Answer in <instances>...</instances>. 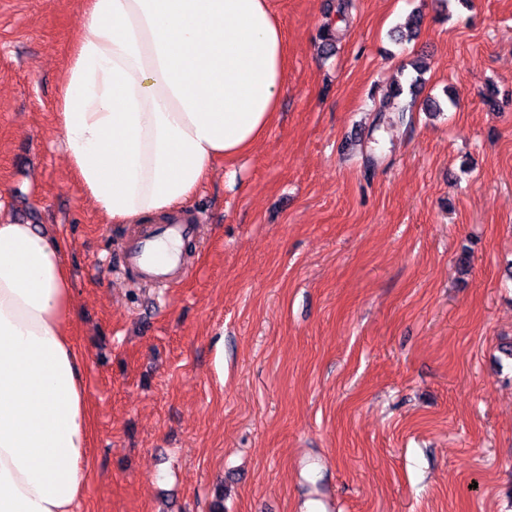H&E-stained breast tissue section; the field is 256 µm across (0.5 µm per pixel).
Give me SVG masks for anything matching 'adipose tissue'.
<instances>
[{
	"label": "adipose tissue",
	"instance_id": "1",
	"mask_svg": "<svg viewBox=\"0 0 512 512\" xmlns=\"http://www.w3.org/2000/svg\"><path fill=\"white\" fill-rule=\"evenodd\" d=\"M270 0H86L58 123L72 168L116 224L173 212L264 137L286 84ZM63 250L0 221V512H75L88 388Z\"/></svg>",
	"mask_w": 512,
	"mask_h": 512
}]
</instances>
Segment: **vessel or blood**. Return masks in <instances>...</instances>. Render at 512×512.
Here are the masks:
<instances>
[{
    "label": "vessel or blood",
    "mask_w": 512,
    "mask_h": 512,
    "mask_svg": "<svg viewBox=\"0 0 512 512\" xmlns=\"http://www.w3.org/2000/svg\"><path fill=\"white\" fill-rule=\"evenodd\" d=\"M193 224L180 222L164 226H146L138 235L128 240L122 251L123 265L136 269L145 281L159 285H173L183 281L188 270L181 260L171 255H161L154 249L158 239L189 241L195 236Z\"/></svg>",
    "instance_id": "1"
}]
</instances>
